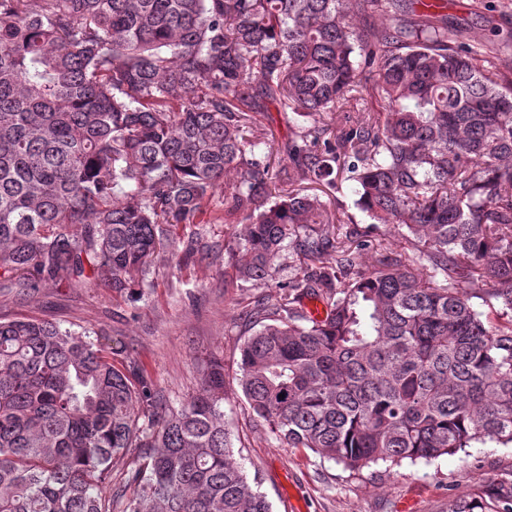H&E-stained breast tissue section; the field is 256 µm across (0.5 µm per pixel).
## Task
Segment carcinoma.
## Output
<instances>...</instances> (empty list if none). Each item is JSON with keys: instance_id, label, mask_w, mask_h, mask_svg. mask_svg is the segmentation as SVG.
Returning <instances> with one entry per match:
<instances>
[{"instance_id": "1", "label": "carcinoma", "mask_w": 512, "mask_h": 512, "mask_svg": "<svg viewBox=\"0 0 512 512\" xmlns=\"http://www.w3.org/2000/svg\"><path fill=\"white\" fill-rule=\"evenodd\" d=\"M432 7L0 0V269L118 288L241 169L224 184V216L248 221L237 277L267 285L288 245L310 261L240 349L276 440L352 470L511 448L512 67ZM273 109L293 114L300 181L352 180L374 223L408 230L376 266L351 231L309 234L340 223L318 194L289 179L269 203L267 143L247 132ZM224 396L220 357L176 407L93 330L0 320V512H114L112 458L138 448L122 512H271ZM487 497L453 512H512V477Z\"/></svg>"}]
</instances>
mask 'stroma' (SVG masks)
Masks as SVG:
<instances>
[{"instance_id": "stroma-1", "label": "stroma", "mask_w": 512, "mask_h": 512, "mask_svg": "<svg viewBox=\"0 0 512 512\" xmlns=\"http://www.w3.org/2000/svg\"><path fill=\"white\" fill-rule=\"evenodd\" d=\"M448 20L482 33L512 32V0H447ZM258 131L271 143L274 169L287 168L283 150L292 136L281 112L257 116ZM355 182L324 194L341 221L332 234L355 228L363 266L375 265L381 239L400 244L402 232L372 223L355 204ZM241 217L224 218V188L211 189L194 222L178 225L172 247L148 272L82 286L66 276L0 275V319L35 318L78 330L94 327L112 345L115 361L143 371L173 405L198 390L201 368L212 355L224 359V421L247 474L256 476L272 512H451L456 501L485 497L491 478L512 473V448L487 445L432 463H383L350 470L306 449L284 448L250 411L239 386L240 348L256 302L276 303L284 285L305 267L302 254L285 248L269 286L258 288L235 276L231 249L244 232Z\"/></svg>"}]
</instances>
